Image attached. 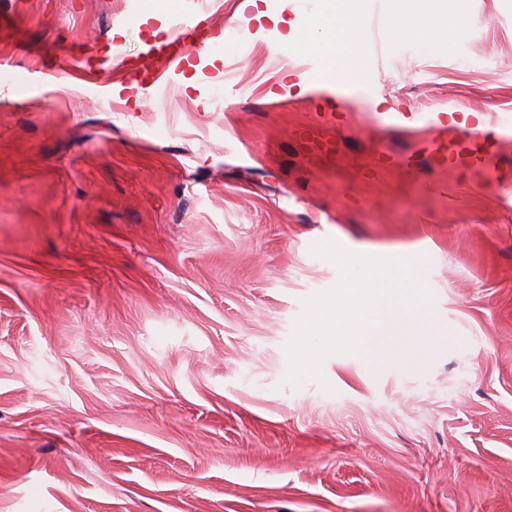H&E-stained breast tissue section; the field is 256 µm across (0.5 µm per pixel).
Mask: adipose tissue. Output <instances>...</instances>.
Here are the masks:
<instances>
[{
	"label": "adipose tissue",
	"instance_id": "obj_1",
	"mask_svg": "<svg viewBox=\"0 0 512 512\" xmlns=\"http://www.w3.org/2000/svg\"><path fill=\"white\" fill-rule=\"evenodd\" d=\"M392 26L395 39L413 40L437 48L444 43L445 32L463 34L465 18L458 13L443 17L441 23H433L420 15L394 10ZM310 47L323 48L337 45V57L333 61V73L337 82L356 84L362 81L364 60L363 20L354 4H347L337 15L335 25L322 20L311 26ZM367 294L358 281H345L330 299L315 301L305 323L302 335L305 339L297 352L299 364L312 365L318 358L342 352L349 341L360 343L380 331L370 307L365 301Z\"/></svg>",
	"mask_w": 512,
	"mask_h": 512
}]
</instances>
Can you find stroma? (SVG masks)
<instances>
[{
  "label": "stroma",
  "instance_id": "35a3bbf8",
  "mask_svg": "<svg viewBox=\"0 0 512 512\" xmlns=\"http://www.w3.org/2000/svg\"><path fill=\"white\" fill-rule=\"evenodd\" d=\"M240 3L0 0V512H512V0H403L433 50L362 0L352 86ZM348 279L435 343L300 367ZM393 15L392 29L396 40H414L433 48L444 44L443 30L448 29V32L462 35L466 27L465 18L458 13L444 16L441 25L427 21L420 15L403 12L397 6ZM193 37L194 29L189 26L188 21L176 23L166 42L148 49L142 61L146 76L138 83L143 85V91L152 88L162 76L155 63H175L180 60L189 46L188 41Z\"/></svg>",
  "mask_w": 512,
  "mask_h": 512
}]
</instances>
